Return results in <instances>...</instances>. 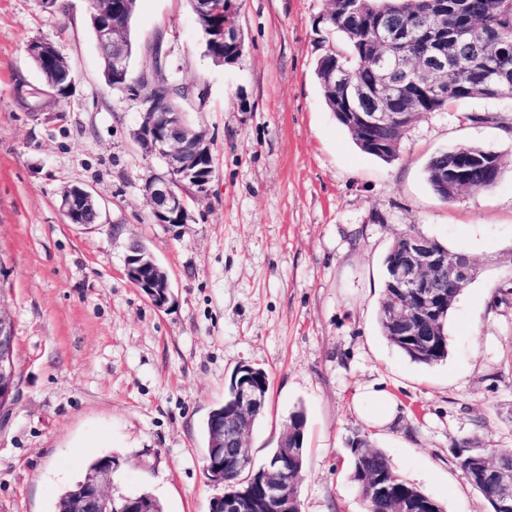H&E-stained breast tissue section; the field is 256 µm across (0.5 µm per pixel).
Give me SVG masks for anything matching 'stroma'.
<instances>
[{"label": "stroma", "instance_id": "1", "mask_svg": "<svg viewBox=\"0 0 512 512\" xmlns=\"http://www.w3.org/2000/svg\"><path fill=\"white\" fill-rule=\"evenodd\" d=\"M235 5L244 51L224 66L207 56L190 0L137 2L133 72L161 38L214 155L209 194L184 192L191 222L157 224L141 185L160 164L131 139L139 103L103 80L89 0H0V307L20 374L0 422V512H55L105 455L114 498L147 492L164 512H207L204 424L241 364L269 375L248 437L255 465L305 413L301 512H366L351 479L357 435L445 512H490L454 446L512 454V131L470 116L512 114V99L420 115L383 162L325 103L315 67L331 36L326 0ZM35 39L56 46L76 86L32 113L14 88L42 83L26 52ZM458 145L496 153L502 174L445 201L425 168ZM74 185L98 201L99 223H67L59 200ZM407 229L476 266L448 316V357L432 367L404 357L377 321L383 259ZM136 239L169 274L164 308L123 274ZM369 385L398 404L379 432L355 409Z\"/></svg>", "mask_w": 512, "mask_h": 512}]
</instances>
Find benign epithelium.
I'll return each instance as SVG.
<instances>
[{
    "label": "benign epithelium",
    "mask_w": 512,
    "mask_h": 512,
    "mask_svg": "<svg viewBox=\"0 0 512 512\" xmlns=\"http://www.w3.org/2000/svg\"><path fill=\"white\" fill-rule=\"evenodd\" d=\"M91 18L95 37L101 51L105 79L130 80L133 87L142 85L168 86L173 84L166 74L168 63L162 55V37L148 46V53L157 64L130 74L129 48L123 40V29L132 14L131 0H90ZM377 37L367 64L375 74V82L352 87L337 109L350 117L352 128L361 141L377 151L387 147L378 137L380 127H391L404 135L401 125L404 112H392L394 102L405 98L416 109L428 100H437L448 94L452 87L467 92L458 82L448 85V42L434 40L437 61L420 64L411 59L395 58L387 51L394 42L409 43L431 37L433 33L410 19L395 31L381 21ZM218 37L226 44L224 58L219 64L236 61L244 50L240 31L232 21L218 27ZM29 57L35 61L51 60L55 69L70 87L75 78L66 59L58 49L45 41L33 40L27 46ZM133 139L146 151V155L160 159L164 171L155 173L142 185L143 195L157 224H186L190 215L183 195L190 187L198 197L208 195L211 176L207 164L210 160V142L204 131L192 126L181 107L170 102L160 106L142 104L140 121L133 130ZM443 188L465 184L468 172L463 168L441 171L438 175ZM60 209L70 224L99 223L96 199L88 190L73 186L65 189L60 198ZM125 274L151 301L161 308L171 294L166 270L153 255L144 256L128 247ZM475 268L466 255H448L434 240L405 235L399 245L398 260L390 271V298L387 301L390 324L404 341H416L427 347L428 327L448 305L447 290H462L473 279ZM232 407L219 410L210 417L213 441L206 455L205 470L211 482L223 487V492L209 502L208 512H295L296 495L293 488L299 473L295 472L288 452V432L280 439L281 451L268 460L258 471L246 469L251 460L247 432L252 416L262 411L267 402L268 389L251 365H241L231 378ZM18 397V375L15 359V332L12 317L0 308V412L10 408ZM233 449L242 466L232 474L224 471V449ZM462 475L479 481L490 489V512H512V466L501 463L492 455H476L468 459ZM112 464L105 462L90 473L82 490L62 508V512H154L148 498L127 496L119 500L112 496ZM369 496L385 498L392 512H437L434 500L403 495L393 484L378 476L367 481Z\"/></svg>",
    "instance_id": "benign-epithelium-1"
}]
</instances>
